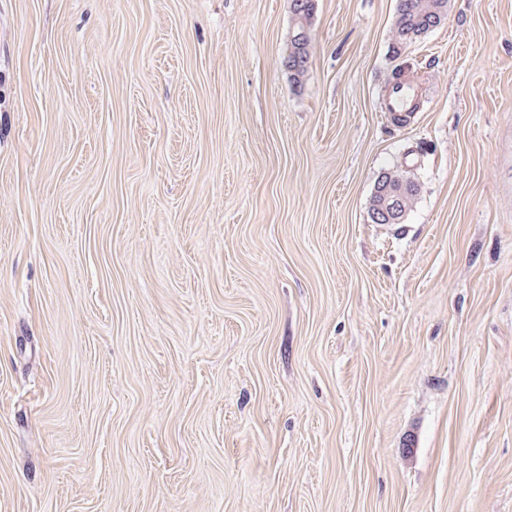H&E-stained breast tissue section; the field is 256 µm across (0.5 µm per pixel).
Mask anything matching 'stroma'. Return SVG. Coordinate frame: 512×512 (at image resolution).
Returning <instances> with one entry per match:
<instances>
[{"label": "stroma", "instance_id": "stroma-1", "mask_svg": "<svg viewBox=\"0 0 512 512\" xmlns=\"http://www.w3.org/2000/svg\"><path fill=\"white\" fill-rule=\"evenodd\" d=\"M396 7L0 0V512H512V0ZM294 16V32L288 44V53L283 57L282 65L294 82L302 83L308 71V63L312 52L310 21L315 10V0H292ZM306 30V34L298 33ZM447 15L448 0H399L392 31L394 48L415 43L439 27ZM407 173L403 170H396L390 173H386L377 183L374 193L370 201V218L373 223L381 224L375 221L373 218V212L377 211L378 207L381 206L383 197L380 195V186L389 187L393 193H396L398 198L399 211L402 213V220L405 217L407 211L412 207L414 200L419 193L418 183L407 176ZM401 222L399 223H402ZM397 223V224H399Z\"/></svg>", "mask_w": 512, "mask_h": 512}]
</instances>
